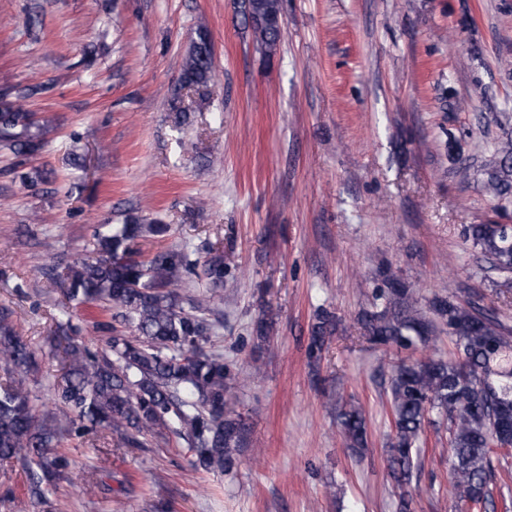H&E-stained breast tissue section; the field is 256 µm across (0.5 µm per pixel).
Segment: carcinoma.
Wrapping results in <instances>:
<instances>
[{
  "label": "carcinoma",
  "mask_w": 512,
  "mask_h": 512,
  "mask_svg": "<svg viewBox=\"0 0 512 512\" xmlns=\"http://www.w3.org/2000/svg\"><path fill=\"white\" fill-rule=\"evenodd\" d=\"M249 12L264 20L252 30L262 52L270 56L280 38L271 25L281 13V0H245ZM212 44L207 28L184 57L183 85L201 90L212 70ZM49 133L31 113L0 97V146L16 154L37 153ZM483 188L506 211L512 205V135H503L482 165ZM166 232L164 224H143L129 215L122 224H104L96 235L101 258L81 262L66 274L67 299L93 305L120 320L117 328L101 322L110 332L105 350H94L72 336L65 337L68 369L50 386L52 408L40 409L30 382L37 381V349L19 335L11 312L0 307V365L9 380L0 384V461H23L34 468L31 496L47 502L45 492L68 479L71 461L58 453L64 435L83 438L101 428L120 434L132 447L147 438L178 427L175 435L194 455L193 466L204 471H231L236 454L247 441L242 419L224 415L233 386L223 355L205 351L212 328L203 314L223 300L211 289L192 303L181 305L171 289L178 272L190 266L188 255L159 253L149 260L133 258L131 244L142 232ZM466 239L502 272L512 271V227L499 232L491 224H471ZM391 288L386 307L366 319L368 339L376 344L410 347L427 343L438 330L455 342V361L427 358L400 360L391 366L390 414L394 437L390 466L399 483L410 480L420 455V438L433 412L448 421L449 449L456 506L493 505L495 479L512 478V469L493 462L489 448L492 429L512 424V330L479 303L450 299L433 302L438 322L423 319L414 294L386 271ZM334 316L323 310L313 327L310 354L330 341ZM337 420L354 451L364 447L367 428L362 410L336 399Z\"/></svg>",
  "instance_id": "carcinoma-1"
}]
</instances>
